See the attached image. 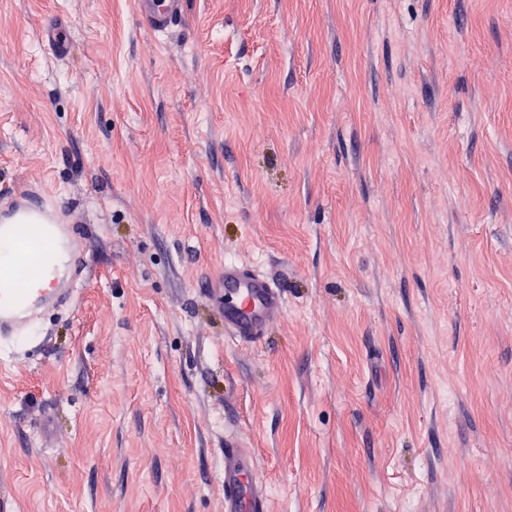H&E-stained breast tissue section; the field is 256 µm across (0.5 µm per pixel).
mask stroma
I'll return each mask as SVG.
<instances>
[{
    "label": "stroma",
    "mask_w": 512,
    "mask_h": 512,
    "mask_svg": "<svg viewBox=\"0 0 512 512\" xmlns=\"http://www.w3.org/2000/svg\"><path fill=\"white\" fill-rule=\"evenodd\" d=\"M133 2L0 0V201L92 231L0 351V512H224L229 431L270 512H512V0ZM184 0H137L138 18L157 32H164L183 16ZM199 293L222 311L224 332L243 344L263 339L270 320L284 305L282 294L268 279L231 260L224 261L221 274Z\"/></svg>",
    "instance_id": "35a3bbf8"
}]
</instances>
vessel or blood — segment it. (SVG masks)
Instances as JSON below:
<instances>
[{"label": "vessel or blood", "mask_w": 512, "mask_h": 512, "mask_svg": "<svg viewBox=\"0 0 512 512\" xmlns=\"http://www.w3.org/2000/svg\"><path fill=\"white\" fill-rule=\"evenodd\" d=\"M184 0H136L138 18L153 30H168L183 16ZM87 227L63 214L50 197L38 204L0 208V342L19 344L38 337L45 310L67 300L85 269ZM45 244L31 261L32 242ZM28 269L25 279L17 270ZM200 293L224 315V331L240 343L264 338L284 299L278 288L248 266L225 261L220 275ZM224 512H269V495L257 474V461L244 438L224 441Z\"/></svg>", "instance_id": "b4317fda"}]
</instances>
